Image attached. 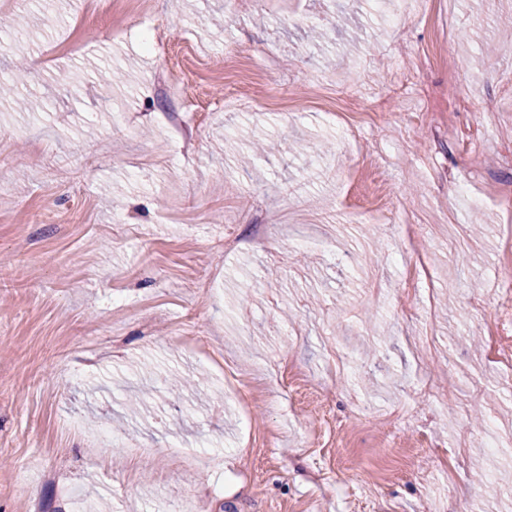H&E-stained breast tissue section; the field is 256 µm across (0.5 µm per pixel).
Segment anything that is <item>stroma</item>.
<instances>
[{
  "label": "stroma",
  "mask_w": 512,
  "mask_h": 512,
  "mask_svg": "<svg viewBox=\"0 0 512 512\" xmlns=\"http://www.w3.org/2000/svg\"><path fill=\"white\" fill-rule=\"evenodd\" d=\"M15 79L0 512H512V0H0Z\"/></svg>",
  "instance_id": "1"
}]
</instances>
